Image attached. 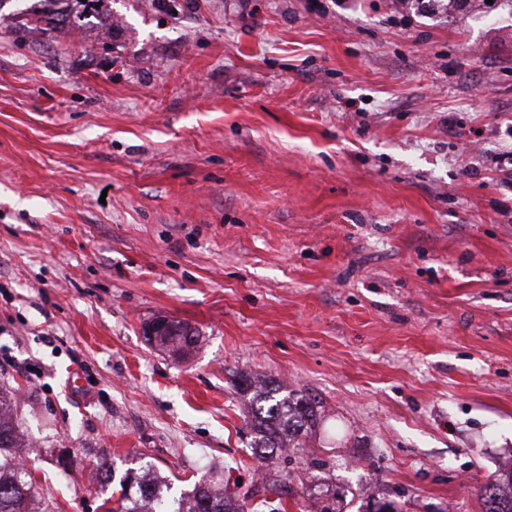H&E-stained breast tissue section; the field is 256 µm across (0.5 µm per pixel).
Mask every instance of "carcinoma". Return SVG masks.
<instances>
[{"mask_svg": "<svg viewBox=\"0 0 512 512\" xmlns=\"http://www.w3.org/2000/svg\"><path fill=\"white\" fill-rule=\"evenodd\" d=\"M44 3H62L60 11H32L38 25L23 27L29 33H52L75 26L86 17V0H42ZM156 347L176 357H187L199 343L196 332L177 324L162 334L148 338ZM235 388L247 398L250 406L246 427L252 434L251 448L260 461L284 451L287 446L301 444L304 432L317 427L321 417L313 399L282 392V386L268 379L240 376ZM21 436L12 406V399L0 391V512H38L33 508L37 486L34 476L22 467ZM119 498L107 497L103 504L107 512H249L245 498L224 486V480L204 475L192 490L180 495L171 494L170 479L141 460L133 472H125L118 482ZM483 512H512V467L494 474L480 489Z\"/></svg>", "mask_w": 512, "mask_h": 512, "instance_id": "obj_1", "label": "carcinoma"}]
</instances>
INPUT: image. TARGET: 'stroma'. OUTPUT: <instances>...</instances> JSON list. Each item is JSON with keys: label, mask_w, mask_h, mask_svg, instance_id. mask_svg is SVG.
<instances>
[{"label": "stroma", "mask_w": 512, "mask_h": 512, "mask_svg": "<svg viewBox=\"0 0 512 512\" xmlns=\"http://www.w3.org/2000/svg\"><path fill=\"white\" fill-rule=\"evenodd\" d=\"M106 5L0 26V387L39 501L98 512L99 463L144 456L264 512H482L512 466V19ZM243 374L324 419L260 476ZM37 2H44L48 4L62 3L66 4V7L60 11H35L32 10L30 14L37 16L34 19L27 20L26 25L23 27L25 32L32 33L34 31H40L42 33H53L54 31L65 29L67 27L75 26L76 20L81 21V18H85V7L87 6L85 0H40ZM84 7L82 10L79 7ZM33 21L37 23H43L45 27L35 25L30 27ZM170 324L171 321L169 319H156L149 322L144 328L148 341L155 345V347L167 351L176 357L189 356L199 343V334H196L193 330H191V333H188V326L178 323L173 328L156 336L159 331ZM148 336L155 337L153 339Z\"/></svg>", "instance_id": "35a3bbf8"}]
</instances>
